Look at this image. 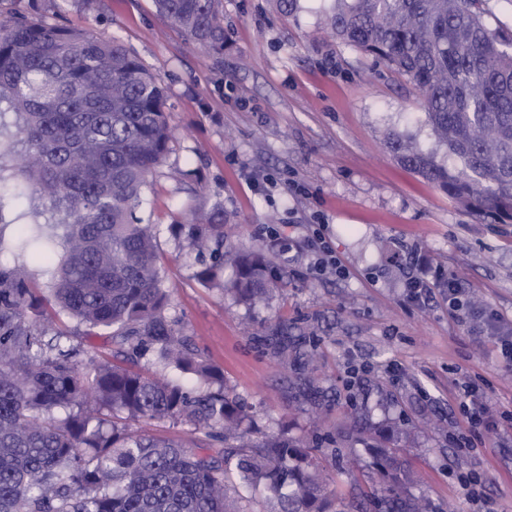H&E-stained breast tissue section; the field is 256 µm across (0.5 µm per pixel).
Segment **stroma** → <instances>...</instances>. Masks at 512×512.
<instances>
[{"label":"stroma","instance_id":"35a3bbf8","mask_svg":"<svg viewBox=\"0 0 512 512\" xmlns=\"http://www.w3.org/2000/svg\"><path fill=\"white\" fill-rule=\"evenodd\" d=\"M223 53L188 42L153 0H0L14 10L119 39L167 92L172 139L149 178L142 217L159 227L170 313L196 348L253 404L261 431L287 429L311 448H338L323 466L348 496L381 489L374 467L388 437L408 481L401 496L432 512H512V366L499 348L448 312L435 272L455 274L473 308L512 325V222L480 218L399 164L386 147L396 132L425 151L437 144L415 86L334 37L335 0H223ZM224 210V249L261 250L285 283L269 305L246 309L201 288L208 264L170 232L198 206ZM292 238L283 252L268 230ZM321 233L344 277L312 273L306 240ZM431 279L421 301L407 280ZM315 355L316 402L302 394L301 361L281 366L266 338L276 323ZM484 388L497 428L472 449L455 443L466 425L454 395ZM478 475L473 501L456 473Z\"/></svg>","mask_w":512,"mask_h":512}]
</instances>
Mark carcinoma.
I'll use <instances>...</instances> for the list:
<instances>
[{"label": "carcinoma", "instance_id": "cac0c4a2", "mask_svg": "<svg viewBox=\"0 0 512 512\" xmlns=\"http://www.w3.org/2000/svg\"><path fill=\"white\" fill-rule=\"evenodd\" d=\"M186 38L224 51L221 0H155ZM487 0H338L336 38L410 81L446 159L399 133L388 148L458 204L512 217V36ZM161 78L109 36L0 19V512H428L391 491L336 498L335 448L253 437V407L200 354L170 300L155 225L137 216L171 129ZM210 253L195 274L254 308L280 281L257 250L224 276V210L179 225ZM105 336L90 351L73 337ZM288 365L294 342L268 337ZM188 373L187 386L173 372ZM204 434L198 451L133 425ZM376 464L404 474L392 449Z\"/></svg>", "mask_w": 512, "mask_h": 512}]
</instances>
